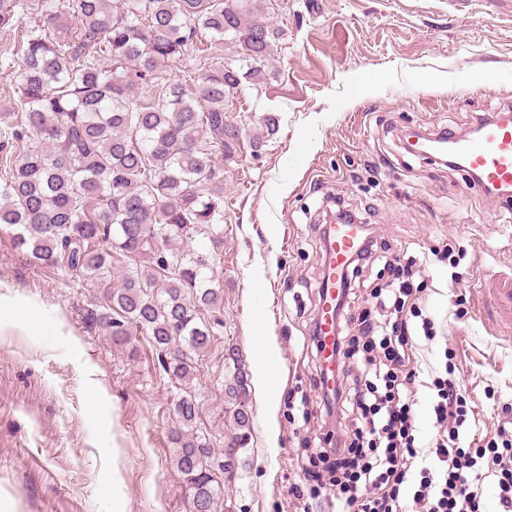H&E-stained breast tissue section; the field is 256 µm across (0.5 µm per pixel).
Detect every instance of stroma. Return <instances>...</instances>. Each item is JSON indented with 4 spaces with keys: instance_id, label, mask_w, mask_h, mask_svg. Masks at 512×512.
Listing matches in <instances>:
<instances>
[{
    "instance_id": "1",
    "label": "stroma",
    "mask_w": 512,
    "mask_h": 512,
    "mask_svg": "<svg viewBox=\"0 0 512 512\" xmlns=\"http://www.w3.org/2000/svg\"><path fill=\"white\" fill-rule=\"evenodd\" d=\"M262 18L280 38L262 80L226 100L224 119L240 136L216 159L224 236L211 257L222 325L193 382L198 429L219 449L238 432L223 381L237 369L247 376L250 428L220 512H303L289 488L324 434L307 343L334 200L391 254L449 239L464 254L425 265L415 280L433 325L432 336H416L410 364L417 446L439 436L431 382L445 371L481 435L512 405V314L484 308L512 286V205L409 153L405 138L462 133L512 111V0H272ZM241 57L230 42L158 74L192 86ZM96 293L93 280L31 265L0 228V512H189L169 442L180 391L147 337L117 346L89 324Z\"/></svg>"
}]
</instances>
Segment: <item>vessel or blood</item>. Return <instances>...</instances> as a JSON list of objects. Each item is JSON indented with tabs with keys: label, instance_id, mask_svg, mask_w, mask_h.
<instances>
[{
	"label": "vessel or blood",
	"instance_id": "obj_1",
	"mask_svg": "<svg viewBox=\"0 0 512 512\" xmlns=\"http://www.w3.org/2000/svg\"><path fill=\"white\" fill-rule=\"evenodd\" d=\"M447 147L455 166L471 178L483 192L501 195L512 191V118L497 116L481 121L475 135L464 138L448 134L439 138ZM359 246V237L349 226L328 224L324 241L323 292L318 315V333L326 343L325 355H332L336 336V294L339 277L350 255Z\"/></svg>",
	"mask_w": 512,
	"mask_h": 512
}]
</instances>
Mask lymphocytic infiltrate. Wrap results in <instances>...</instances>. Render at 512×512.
Instances as JSON below:
<instances>
[{
    "label": "lymphocytic infiltrate",
    "instance_id": "lymphocytic-infiltrate-1",
    "mask_svg": "<svg viewBox=\"0 0 512 512\" xmlns=\"http://www.w3.org/2000/svg\"><path fill=\"white\" fill-rule=\"evenodd\" d=\"M378 248L372 231H365L362 248L342 276L336 356L362 357L365 368L351 382L324 390L320 405L331 428L317 455L320 470L307 472L312 481L327 479L332 512H399L401 488L420 455L407 394L416 373L408 368L414 340L406 308L421 260L410 255L391 265L388 290L373 291V310L359 312L357 279ZM433 386L435 419L448 434L432 449L434 467L420 472L411 512H481L474 485L484 459L498 467L497 512H512V448L491 441L462 448L471 409L454 378H434Z\"/></svg>",
    "mask_w": 512,
    "mask_h": 512
}]
</instances>
